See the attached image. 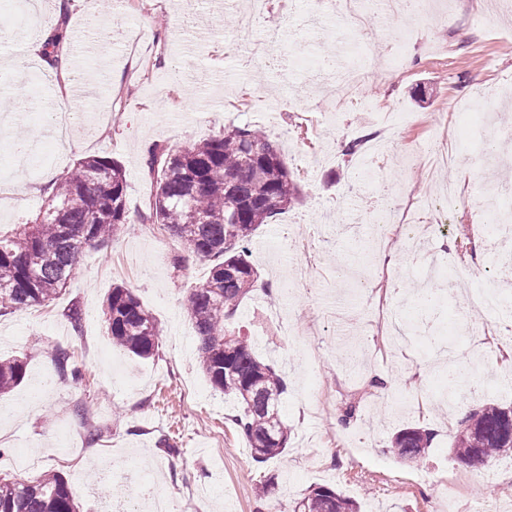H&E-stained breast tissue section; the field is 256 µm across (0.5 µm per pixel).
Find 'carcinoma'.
<instances>
[{"mask_svg": "<svg viewBox=\"0 0 512 512\" xmlns=\"http://www.w3.org/2000/svg\"><path fill=\"white\" fill-rule=\"evenodd\" d=\"M146 166L156 192L140 224H158L188 252L213 265L207 278L188 289L187 313L199 342V365L214 389L232 395L240 411L235 425L255 462L263 464L288 447L282 419L284 376L256 356L233 323L258 281L248 245L260 228L299 198L297 183L277 148L259 128L233 127L183 148L154 145ZM131 223L126 178L108 156L81 159L59 180L42 217L0 234V313L26 311L53 301L75 274L87 248H101ZM112 342L147 359L159 347L160 329L133 292L115 286L104 304ZM63 376L78 379L65 349L53 353ZM26 373L17 357L0 358V392ZM431 433L420 427L398 430L391 449L417 461ZM454 454L484 464L512 453V407L488 404L461 423ZM63 477L51 472L25 483L0 478V512H77ZM360 505L320 486L293 502L291 512H359Z\"/></svg>", "mask_w": 512, "mask_h": 512, "instance_id": "obj_1", "label": "carcinoma"}]
</instances>
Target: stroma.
<instances>
[{
	"instance_id": "stroma-1",
	"label": "stroma",
	"mask_w": 512,
	"mask_h": 512,
	"mask_svg": "<svg viewBox=\"0 0 512 512\" xmlns=\"http://www.w3.org/2000/svg\"><path fill=\"white\" fill-rule=\"evenodd\" d=\"M43 30L65 23L72 48L95 40L100 54L81 69L96 81L112 68L114 82L77 102L70 136H50L56 86H31L24 54L28 27L5 52L0 73V222L33 221L46 192L79 160L105 155L127 172L126 202L133 231L102 249L82 253L76 274L53 302L0 315V357L20 356L23 381L0 394V474L32 481L48 472L67 481L80 512H100L102 500L125 497L130 512H155L140 494L150 473L171 512H282L327 485L356 500L362 512H478L484 501L512 512V455L478 466L455 459L451 444L466 413L488 403L512 404V316L468 304L469 292L496 278L489 238L493 224L479 203L488 189L512 209V146L503 159L474 163L481 136L512 123V0H430L424 16L395 19L373 49L343 45L339 21L311 29L314 0H267L249 29L234 19L246 0H99L97 26L84 28L85 0H39ZM410 32L406 58L391 79L369 67L366 107L335 111L310 85L313 68L294 55L347 64L371 50L389 52ZM270 44L275 62L250 65L251 51ZM468 102L466 135L442 140L457 126L450 107ZM378 104L394 106L399 125L386 155L365 182L349 174L357 159L341 144L375 132ZM250 125L267 131L293 172L301 198L253 237L250 259L260 286L240 306L236 325L256 353L285 375L281 413L291 428L286 451L256 465L231 417L234 397L212 388L197 359L198 341L187 317L188 288L211 267L160 226L138 223L155 189L144 166L155 144L181 146ZM41 143L31 166L13 153L18 131ZM460 205L445 233L413 237L386 225L380 206L393 194L412 223L435 216L413 199H439L448 184ZM442 263L435 301L415 303L406 290L409 266ZM130 288L161 330L158 353L141 359L115 347L102 304L115 285ZM83 312L73 328L65 312ZM73 355L81 383L58 375L56 348ZM477 369L491 393L447 413L439 397L410 413L391 400L414 393L411 372L424 367L423 385L439 384L448 362ZM51 389L35 394L37 380ZM428 429L432 441L420 462L390 449L404 427ZM35 458L16 469L19 450ZM273 479L269 492L261 484Z\"/></svg>"
}]
</instances>
